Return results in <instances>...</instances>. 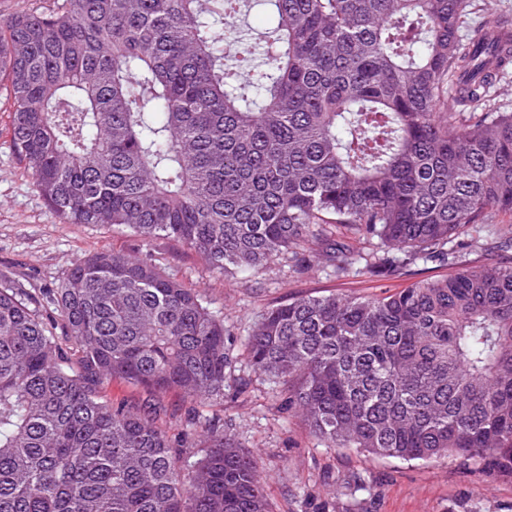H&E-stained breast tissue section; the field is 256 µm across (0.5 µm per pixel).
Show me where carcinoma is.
<instances>
[{"instance_id": "carcinoma-1", "label": "carcinoma", "mask_w": 512, "mask_h": 512, "mask_svg": "<svg viewBox=\"0 0 512 512\" xmlns=\"http://www.w3.org/2000/svg\"><path fill=\"white\" fill-rule=\"evenodd\" d=\"M238 4L0 17L11 138L37 191L68 224L173 238L224 276L285 252L303 271L328 225L379 245L336 250L338 278L458 266L386 296L273 304L243 346L327 448L512 480V235L499 261H464L512 214V112L485 105L512 31L462 42L471 0H263L253 65L224 42ZM233 351L206 298L148 257L85 255L43 302L1 278L0 512H269L259 457L224 419L172 434L161 400L223 402ZM114 379L146 399H106Z\"/></svg>"}]
</instances>
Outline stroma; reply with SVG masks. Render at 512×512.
Segmentation results:
<instances>
[{
    "label": "stroma",
    "mask_w": 512,
    "mask_h": 512,
    "mask_svg": "<svg viewBox=\"0 0 512 512\" xmlns=\"http://www.w3.org/2000/svg\"><path fill=\"white\" fill-rule=\"evenodd\" d=\"M9 105L0 101V275L38 297L55 289L84 254L113 249L157 259L166 273L199 290L243 342L269 305L299 295L373 297L408 286L405 278H337L324 257L294 273L283 256L258 274L223 277L180 242L142 240L127 229L65 223L36 190L11 140ZM223 417L241 447L257 454L270 512H512V481L487 478L455 457L406 461L357 448H326L286 403L283 384L237 355Z\"/></svg>",
    "instance_id": "1"
}]
</instances>
